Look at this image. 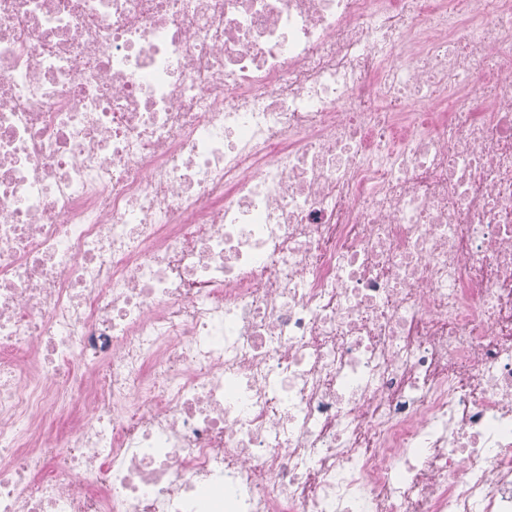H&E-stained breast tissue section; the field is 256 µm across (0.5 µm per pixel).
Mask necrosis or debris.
Masks as SVG:
<instances>
[{"instance_id": "necrosis-or-debris-1", "label": "necrosis or debris", "mask_w": 512, "mask_h": 512, "mask_svg": "<svg viewBox=\"0 0 512 512\" xmlns=\"http://www.w3.org/2000/svg\"><path fill=\"white\" fill-rule=\"evenodd\" d=\"M0 512H512V0H0Z\"/></svg>"}]
</instances>
